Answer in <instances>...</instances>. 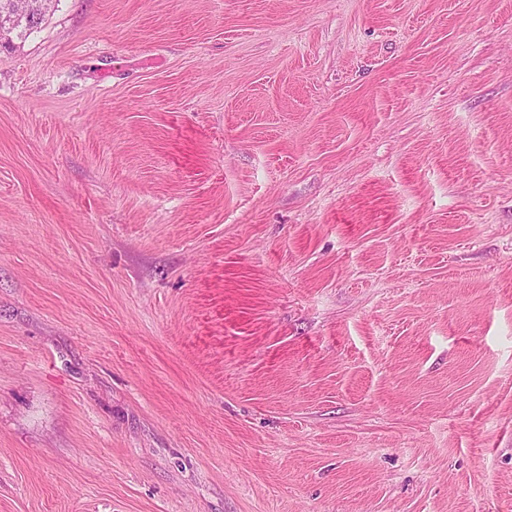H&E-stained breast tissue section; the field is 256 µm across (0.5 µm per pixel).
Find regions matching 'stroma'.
Masks as SVG:
<instances>
[{
    "instance_id": "35a3bbf8",
    "label": "stroma",
    "mask_w": 512,
    "mask_h": 512,
    "mask_svg": "<svg viewBox=\"0 0 512 512\" xmlns=\"http://www.w3.org/2000/svg\"><path fill=\"white\" fill-rule=\"evenodd\" d=\"M0 512H512V0L0 47Z\"/></svg>"
}]
</instances>
